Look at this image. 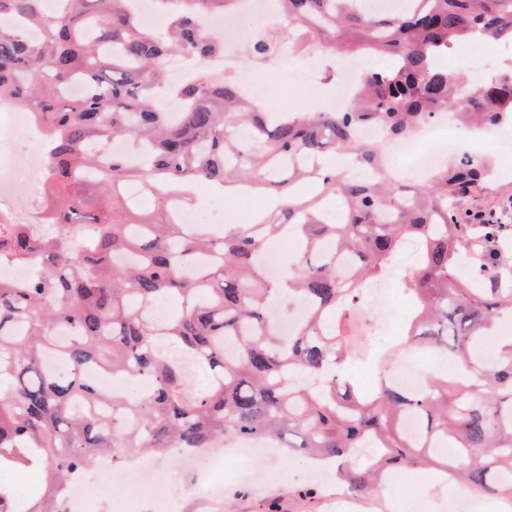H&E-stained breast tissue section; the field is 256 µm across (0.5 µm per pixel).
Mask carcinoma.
<instances>
[{"label":"carcinoma","mask_w":512,"mask_h":512,"mask_svg":"<svg viewBox=\"0 0 512 512\" xmlns=\"http://www.w3.org/2000/svg\"><path fill=\"white\" fill-rule=\"evenodd\" d=\"M0 0V97L28 107L44 125L49 175L44 233L32 224L0 230V262L43 264L39 279L0 281V472L41 465L45 485L28 500L0 484V512H67L66 491L99 458L129 448L166 453L210 448L219 439L268 440L290 455L305 450L329 464L347 491L364 494L384 473L427 468L463 480L476 493L512 501V339L491 350L512 321V271L485 281L460 277L472 225L461 198L488 180V164L465 156L410 189L383 171L378 144L355 129L378 124L399 140L438 112L459 108L463 124L512 123V75L457 99L463 79L439 59L476 36L512 40V0H413L382 18L368 0H279L285 31L350 54L383 53L343 112H268L247 105L230 78L198 74L161 83L168 56L202 63L221 36L200 28L230 17L238 0H159L167 35L146 30L128 0ZM76 98L64 94L73 81ZM182 102L171 116L159 94ZM129 139L140 158L95 145ZM316 193H296L298 181ZM210 183L232 194L272 189L278 211L224 225L214 235L178 222L171 204ZM136 184L164 221H129ZM297 245L288 296L309 304L296 335L276 332L279 281L257 266L269 238ZM420 242L412 280L417 302L406 334L377 351L378 389L349 378L343 316L367 282L383 275L404 240ZM179 307L159 320L155 305ZM59 327L75 328L65 344ZM436 350L448 368L419 391L394 384L385 367L400 349ZM63 374L45 365L49 353ZM146 378L143 397L105 395L86 375ZM209 372L205 389L191 375ZM420 423L405 436L402 418Z\"/></svg>","instance_id":"carcinoma-1"}]
</instances>
